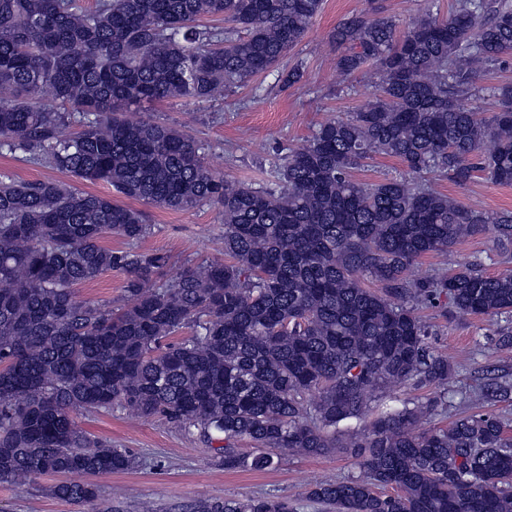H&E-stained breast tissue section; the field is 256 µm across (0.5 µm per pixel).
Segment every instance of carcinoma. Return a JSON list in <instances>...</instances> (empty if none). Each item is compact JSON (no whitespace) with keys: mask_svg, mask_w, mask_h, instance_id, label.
<instances>
[{"mask_svg":"<svg viewBox=\"0 0 512 512\" xmlns=\"http://www.w3.org/2000/svg\"><path fill=\"white\" fill-rule=\"evenodd\" d=\"M330 33L337 67L379 75L373 100L320 124L275 158L262 183L233 181L205 145L124 109L207 101L279 66L323 0H0V151L132 200L224 214V259L160 279L168 259L106 248L110 234L146 236L143 213L104 193L0 176V482L65 475L55 495L98 510L88 474L129 470L135 457L90 438L75 410L114 405L161 416L218 448L226 469H266L281 455L356 448L363 476L322 482L333 512H512V433L470 414L416 431L448 393V359L409 306L441 294L473 316L512 315V271L459 262L408 277L429 255L489 232L512 249V211L488 213L434 189L481 174L512 185V84L480 78L512 59V0H454L447 16L407 23L378 0ZM205 17L224 19L206 28ZM494 99L484 116L462 99ZM76 122L70 137L61 128ZM397 159L412 179H355L367 161ZM124 270L127 304L112 310L75 287ZM370 281L374 288L365 286ZM190 328L192 336L170 338ZM409 382L439 397L380 411ZM262 452L243 456L242 440ZM383 488L393 493L386 495ZM193 512H289L255 496L207 498Z\"/></svg>","mask_w":512,"mask_h":512,"instance_id":"obj_1","label":"carcinoma"}]
</instances>
